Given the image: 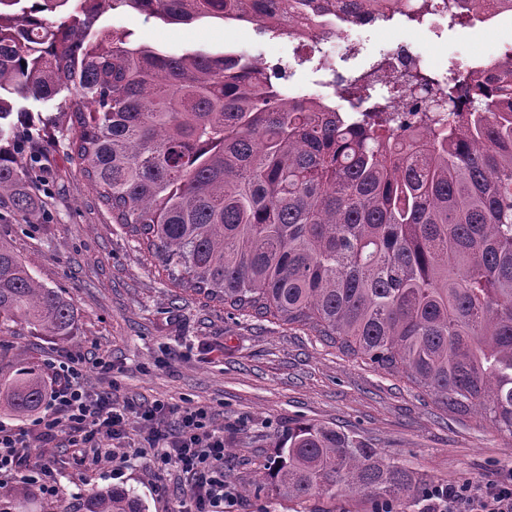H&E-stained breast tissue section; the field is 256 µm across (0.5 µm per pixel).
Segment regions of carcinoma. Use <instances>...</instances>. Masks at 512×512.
Returning a JSON list of instances; mask_svg holds the SVG:
<instances>
[{
  "label": "carcinoma",
  "instance_id": "obj_1",
  "mask_svg": "<svg viewBox=\"0 0 512 512\" xmlns=\"http://www.w3.org/2000/svg\"><path fill=\"white\" fill-rule=\"evenodd\" d=\"M333 0H0V200L28 217L37 174L22 154L67 132L118 224L168 272L242 316L301 327L512 437V70L448 80L409 72L373 97L364 73L337 97L290 99L231 48L171 52L108 11L168 24L303 30ZM448 0H419L420 23ZM470 87L471 105L459 104ZM72 97L42 115L19 105ZM410 113V118L400 113ZM448 116H443V113ZM73 334L72 300L41 284L0 239V327ZM38 365L0 405L39 410ZM305 505L358 491L373 512H426L434 479L383 460L355 435L298 424L259 475ZM86 512H143L114 487Z\"/></svg>",
  "mask_w": 512,
  "mask_h": 512
}]
</instances>
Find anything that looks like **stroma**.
Returning a JSON list of instances; mask_svg holds the SVG:
<instances>
[{
	"instance_id": "obj_1",
	"label": "stroma",
	"mask_w": 512,
	"mask_h": 512,
	"mask_svg": "<svg viewBox=\"0 0 512 512\" xmlns=\"http://www.w3.org/2000/svg\"><path fill=\"white\" fill-rule=\"evenodd\" d=\"M102 24L134 29L140 42L170 51L227 46L246 49V23L166 24L138 14H104ZM437 63L459 47L490 52L512 43V22L491 30L454 26L447 38L412 37ZM36 184L40 217L25 220L0 204V238L8 241L45 286L71 299L78 313L72 336L50 340L23 325L0 332V379L22 365L68 355L108 356V374L86 371L90 394L118 382V403L161 399L203 405L213 429L223 432L224 474L235 493L230 512H295L271 487H257L279 439L298 422L339 429L377 448L388 462L441 484L485 480L512 468V438L474 413L446 409L406 378L341 354L300 327L227 314L223 305L174 287L147 252L114 223L64 135L43 145ZM140 435L131 432L113 457L83 459L67 437L53 449H28L31 462L53 456L63 492L48 500L23 485L7 489L16 512H83L84 500L105 487H123L145 512H177L183 497L178 469L156 472L131 456Z\"/></svg>"
}]
</instances>
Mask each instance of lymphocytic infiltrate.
Returning <instances> with one entry per match:
<instances>
[{
	"label": "lymphocytic infiltrate",
	"mask_w": 512,
	"mask_h": 512,
	"mask_svg": "<svg viewBox=\"0 0 512 512\" xmlns=\"http://www.w3.org/2000/svg\"><path fill=\"white\" fill-rule=\"evenodd\" d=\"M87 368L104 374L111 372L112 363L104 356L68 358L53 369L46 413L28 428L0 422V489L19 479L46 497H59L54 462L30 464L27 449L63 434L71 447L106 456L135 419L143 432L141 455L151 456L157 469L180 468L188 512H224L233 498L224 480V434L211 429L208 409L156 400L131 411L110 396L90 399L80 382ZM430 500L436 512H512V469L493 479L437 486Z\"/></svg>",
	"instance_id": "f902f5d3"
}]
</instances>
